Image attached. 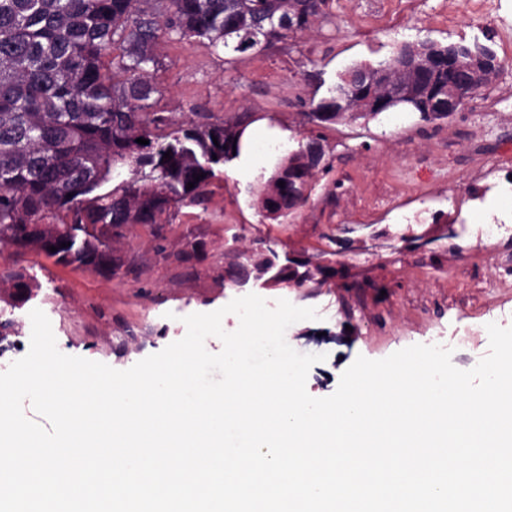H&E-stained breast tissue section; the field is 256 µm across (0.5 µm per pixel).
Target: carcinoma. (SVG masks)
<instances>
[{
    "mask_svg": "<svg viewBox=\"0 0 512 512\" xmlns=\"http://www.w3.org/2000/svg\"><path fill=\"white\" fill-rule=\"evenodd\" d=\"M326 2L0 0V244L115 274L122 258L101 253L113 238L136 224H166L181 207H206L216 168L241 152L232 129L248 118L176 127L152 111L160 39L197 43L235 64L288 37V27L271 21L274 13H294L301 32L316 20L333 23ZM116 44L122 54L108 72L104 59ZM440 47L437 74L415 88L421 98L447 85L446 49L491 51L464 40ZM338 89L345 90L340 81L310 99L312 121L329 124L318 111ZM320 141L307 137L277 165L268 183L278 201L259 198L267 216L308 202L314 176L327 169L310 157Z\"/></svg>",
    "mask_w": 512,
    "mask_h": 512,
    "instance_id": "carcinoma-1",
    "label": "carcinoma"
}]
</instances>
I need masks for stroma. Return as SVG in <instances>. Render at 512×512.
Instances as JSON below:
<instances>
[{"mask_svg":"<svg viewBox=\"0 0 512 512\" xmlns=\"http://www.w3.org/2000/svg\"><path fill=\"white\" fill-rule=\"evenodd\" d=\"M469 9L470 0H333L334 25L314 24L233 66L196 43L160 42L155 111L178 124L197 110L215 121L267 116L288 132L284 153L324 133L330 171L317 173L304 207L273 220L255 204L264 179L242 182L225 163L206 208L179 209L159 234L136 225L112 240L126 260L117 275L0 246V308L40 309L62 353L125 370L182 339L184 316L250 293L271 306L285 299L318 313L287 329L292 348L324 357L306 380L316 398L334 393L357 357L379 360L433 336L473 333L474 348L452 354L457 368H473L489 347L487 324L512 327V209L502 205L512 198V0H484L473 20ZM462 39L489 45L503 70L453 116L389 114L323 131L311 121L304 103L319 82L404 42ZM486 224L507 230L487 240ZM257 240L278 265L323 271L301 285L237 287L229 253ZM192 242L201 254L179 262ZM17 271L30 289L20 304L9 278Z\"/></svg>","mask_w":512,"mask_h":512,"instance_id":"obj_1","label":"stroma"}]
</instances>
